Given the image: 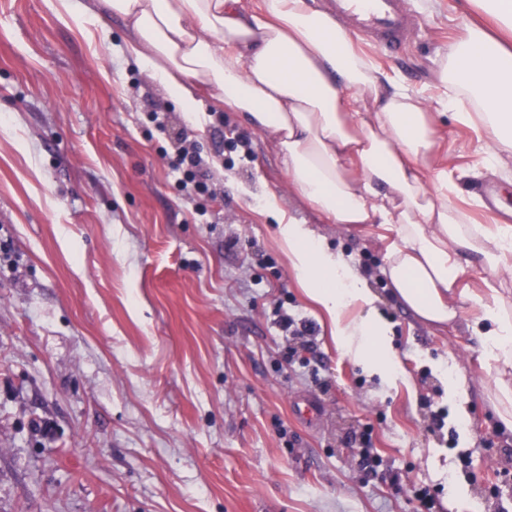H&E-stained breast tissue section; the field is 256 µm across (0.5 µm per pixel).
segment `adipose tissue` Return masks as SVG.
I'll return each mask as SVG.
<instances>
[{
    "label": "adipose tissue",
    "mask_w": 512,
    "mask_h": 512,
    "mask_svg": "<svg viewBox=\"0 0 512 512\" xmlns=\"http://www.w3.org/2000/svg\"><path fill=\"white\" fill-rule=\"evenodd\" d=\"M120 16L125 50L166 100L188 115L215 93L282 157L297 197L336 224L395 232L380 270L419 319L454 320V298L472 314L498 380L501 425L512 431V307L499 276L512 269V226L475 223L461 208L456 167L436 135L437 109L487 133L484 167L512 162V50L479 27L440 54L436 105L361 55L351 33L312 0H99ZM265 208L304 294L328 316L343 354L386 373L391 328L353 260L331 250L275 195ZM479 255L488 278L460 288L459 255Z\"/></svg>",
    "instance_id": "1"
}]
</instances>
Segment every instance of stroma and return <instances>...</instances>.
<instances>
[{"instance_id":"stroma-1","label":"stroma","mask_w":512,"mask_h":512,"mask_svg":"<svg viewBox=\"0 0 512 512\" xmlns=\"http://www.w3.org/2000/svg\"><path fill=\"white\" fill-rule=\"evenodd\" d=\"M93 2L0 0V512H418L422 488L434 512L475 498L512 512V432L469 310L420 321L379 274L390 233L309 209L241 115L217 104L187 118L122 53V19L86 22ZM409 10L405 52L355 42L431 105L438 53L473 16L461 0ZM437 134L461 207L507 218L512 165L486 172L451 114ZM186 141L212 195L180 182ZM268 193L372 275L402 381L336 347L263 211ZM445 368L466 379L467 426ZM304 396L322 408L316 425L293 412Z\"/></svg>"}]
</instances>
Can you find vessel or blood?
Listing matches in <instances>:
<instances>
[{
  "instance_id": "1",
  "label": "vessel or blood",
  "mask_w": 512,
  "mask_h": 512,
  "mask_svg": "<svg viewBox=\"0 0 512 512\" xmlns=\"http://www.w3.org/2000/svg\"><path fill=\"white\" fill-rule=\"evenodd\" d=\"M331 13L364 33L382 53H400L408 44L410 18L407 0H327Z\"/></svg>"
}]
</instances>
